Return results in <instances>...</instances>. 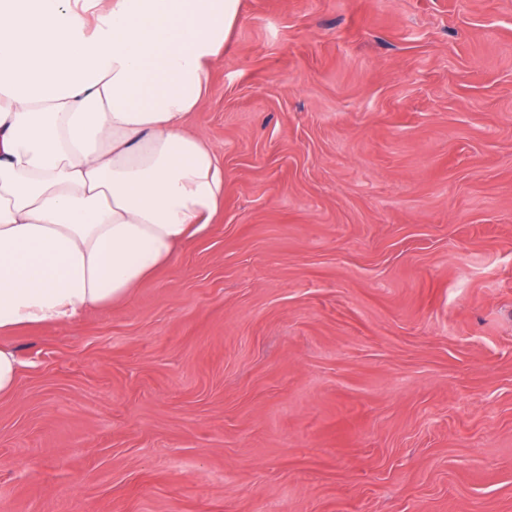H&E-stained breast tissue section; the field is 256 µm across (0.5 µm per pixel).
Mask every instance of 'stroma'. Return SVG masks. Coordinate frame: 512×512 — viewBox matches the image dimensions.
Segmentation results:
<instances>
[{"mask_svg":"<svg viewBox=\"0 0 512 512\" xmlns=\"http://www.w3.org/2000/svg\"><path fill=\"white\" fill-rule=\"evenodd\" d=\"M224 206L5 337L0 512H512V0H242ZM21 361L16 350L0 344V397L12 396L18 387Z\"/></svg>","mask_w":512,"mask_h":512,"instance_id":"35a3bbf8","label":"stroma"}]
</instances>
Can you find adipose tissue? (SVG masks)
I'll use <instances>...</instances> for the list:
<instances>
[{"label":"adipose tissue","instance_id":"ef3b65f1","mask_svg":"<svg viewBox=\"0 0 512 512\" xmlns=\"http://www.w3.org/2000/svg\"><path fill=\"white\" fill-rule=\"evenodd\" d=\"M241 0H0V334L126 298L224 203L186 121Z\"/></svg>","mask_w":512,"mask_h":512}]
</instances>
